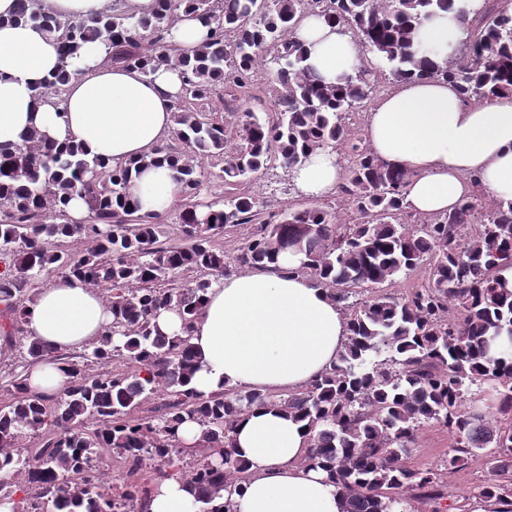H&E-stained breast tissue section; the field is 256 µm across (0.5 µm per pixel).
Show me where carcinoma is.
Instances as JSON below:
<instances>
[{
	"instance_id": "carcinoma-1",
	"label": "carcinoma",
	"mask_w": 512,
	"mask_h": 512,
	"mask_svg": "<svg viewBox=\"0 0 512 512\" xmlns=\"http://www.w3.org/2000/svg\"><path fill=\"white\" fill-rule=\"evenodd\" d=\"M483 0H157L137 16L121 0L97 16L58 17L39 0H17L16 19L61 32L60 64L37 85L38 101L59 99L82 49L103 42L105 62L152 75L176 68L182 88L173 105L171 137L155 156L112 166L78 145H57L39 131L0 145V316L9 339L24 334L32 284L52 272L75 276L103 291L112 324L83 352L65 359L69 380L49 399L32 390L28 366L46 350L27 340L23 370L11 373L0 405V503L12 512H143L148 490L133 478L151 467L162 478L183 456L196 459L186 481L195 512L231 494L246 466L236 455V418L269 403L306 423V463L326 473L345 500V512H404L401 493L441 512L445 493L433 474L406 464L426 423L457 435L448 467L477 452L500 449L493 479L479 498L484 512H512V423L496 425L462 409L473 386L500 389L499 411L512 413V200L487 199L477 187L456 207L409 222L405 202L411 174L380 160L361 144L347 119L369 95L365 66L326 83L296 39L303 17L315 14L349 30L398 83L445 79L465 102L512 95V13ZM209 27L191 51L168 36L180 13ZM455 13L464 52L444 66L419 56L415 33L441 13ZM272 56L268 83L275 110L258 114L237 102L252 97V77ZM349 149L340 192L357 215L343 224L320 206L264 213L246 189L272 159L288 170L317 150ZM166 161L175 171L180 243L161 241L166 214H142L130 188L133 173ZM222 198L199 202L211 179ZM78 196L91 222L71 224L66 207ZM248 233L229 256L216 244L237 228ZM75 236L91 240L74 254L51 247ZM298 250L299 272L336 301L348 320V341L333 366L305 391L275 398L229 389L205 396L191 386L198 361L191 329L206 294L239 270H278L280 256ZM425 267L428 277L395 297L381 286ZM371 292L366 299L358 298ZM177 311L183 328L169 336L156 323ZM115 360L126 369L101 373ZM162 397L158 414L139 418ZM186 421L200 427L196 446L176 439ZM48 432L42 447L5 451L26 434ZM123 459L131 478L118 486L95 469L100 450ZM23 474L19 483L11 480Z\"/></svg>"
}]
</instances>
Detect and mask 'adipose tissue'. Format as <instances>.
Returning a JSON list of instances; mask_svg holds the SVG:
<instances>
[{
  "mask_svg": "<svg viewBox=\"0 0 512 512\" xmlns=\"http://www.w3.org/2000/svg\"><path fill=\"white\" fill-rule=\"evenodd\" d=\"M15 4L0 0V143L21 142L36 129L115 162L151 154L172 130L179 71L161 68L147 76L107 64L104 46L95 43L83 51L61 99L36 102L33 87L56 70L59 43L56 35L12 22ZM297 36L310 64L330 82L360 55L357 40L315 16L304 19ZM459 37L454 14L445 13L421 27L418 42L441 65ZM365 134L382 161L410 172L407 201L414 211L451 210L476 181L488 194L512 200L510 95L467 105L446 80H409L372 109ZM291 177L302 194L326 195L338 183L335 152H313ZM131 192L141 212H165L177 196L174 172L164 164L144 168ZM301 259L288 253L280 271L227 277L209 291L191 339L200 356L192 379L199 393L232 387L293 392L332 366L347 336L346 319L322 288L295 274ZM111 321L101 293L79 279L57 277L40 289L25 330L52 356L29 369L31 387L59 393L68 381L59 355L83 350ZM233 436L247 466L233 512H344L340 489L305 463L304 423L256 404L237 418ZM146 512H194L185 481L158 485Z\"/></svg>",
  "mask_w": 512,
  "mask_h": 512,
  "instance_id": "adipose-tissue-1",
  "label": "adipose tissue"
}]
</instances>
